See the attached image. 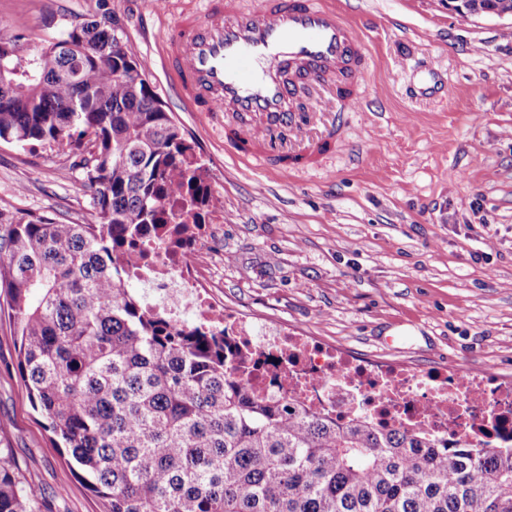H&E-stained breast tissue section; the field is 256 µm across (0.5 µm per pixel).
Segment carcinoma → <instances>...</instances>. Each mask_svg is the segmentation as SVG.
Returning a JSON list of instances; mask_svg holds the SVG:
<instances>
[{
    "label": "carcinoma",
    "instance_id": "cac0c4a2",
    "mask_svg": "<svg viewBox=\"0 0 512 512\" xmlns=\"http://www.w3.org/2000/svg\"><path fill=\"white\" fill-rule=\"evenodd\" d=\"M474 12L512 9L470 0ZM109 0L15 55L0 38V142L82 156L90 219L0 207V313L16 371L103 512H512V447L292 411L236 378L224 331L177 327L127 283L147 234L204 223L207 170L138 65ZM0 512L41 494L0 456Z\"/></svg>",
    "mask_w": 512,
    "mask_h": 512
}]
</instances>
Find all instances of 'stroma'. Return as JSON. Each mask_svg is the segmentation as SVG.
<instances>
[{"mask_svg": "<svg viewBox=\"0 0 512 512\" xmlns=\"http://www.w3.org/2000/svg\"><path fill=\"white\" fill-rule=\"evenodd\" d=\"M384 82L331 172L281 178L236 159L182 98L167 40L208 0H112L142 72L208 169L205 221L224 309L372 361L452 362L512 380V17L448 0H335ZM97 0H0V35L41 45ZM79 158L0 143V205L83 220ZM0 320V448L42 512H102L51 441Z\"/></svg>", "mask_w": 512, "mask_h": 512, "instance_id": "stroma-1", "label": "stroma"}]
</instances>
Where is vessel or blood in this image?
<instances>
[{
  "label": "vessel or blood",
  "mask_w": 512,
  "mask_h": 512,
  "mask_svg": "<svg viewBox=\"0 0 512 512\" xmlns=\"http://www.w3.org/2000/svg\"><path fill=\"white\" fill-rule=\"evenodd\" d=\"M168 53L203 121L223 129L238 156L276 164L284 177L332 155L366 103L365 32L332 0H266L253 9L219 0L204 19L180 24ZM310 83L329 92L321 102L329 118L314 136L298 105Z\"/></svg>",
  "instance_id": "vessel-or-blood-1"
}]
</instances>
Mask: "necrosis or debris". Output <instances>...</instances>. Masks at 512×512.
I'll use <instances>...</instances> for the list:
<instances>
[{
	"instance_id": "necrosis-or-debris-1",
	"label": "necrosis or debris",
	"mask_w": 512,
	"mask_h": 512,
	"mask_svg": "<svg viewBox=\"0 0 512 512\" xmlns=\"http://www.w3.org/2000/svg\"><path fill=\"white\" fill-rule=\"evenodd\" d=\"M210 244L203 231L184 248L155 239L132 272L155 289L174 324L218 326L229 342L246 345L260 362L246 377L253 391L339 420L360 414L421 428L429 439L451 448L512 446V383L453 366L409 369L367 362L274 325L258 330L247 320L228 317L200 274V259Z\"/></svg>"
}]
</instances>
